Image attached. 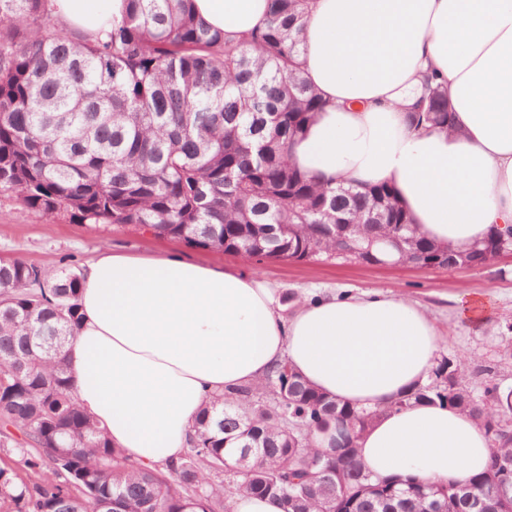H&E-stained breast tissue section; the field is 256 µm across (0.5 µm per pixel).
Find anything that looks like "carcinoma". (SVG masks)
I'll use <instances>...</instances> for the list:
<instances>
[{
	"instance_id": "carcinoma-1",
	"label": "carcinoma",
	"mask_w": 512,
	"mask_h": 512,
	"mask_svg": "<svg viewBox=\"0 0 512 512\" xmlns=\"http://www.w3.org/2000/svg\"><path fill=\"white\" fill-rule=\"evenodd\" d=\"M48 2L0 0V189L28 209L282 262L358 246L373 264L397 239L398 261L455 266L392 188L319 184L293 163L322 108L300 61L306 0H270L266 24L239 41L201 23L191 0H125L103 38L59 22ZM409 112L415 130L448 127L447 89L426 84ZM511 233L497 229L464 258L485 266ZM80 279L72 264L0 261V512H221L263 494L281 512H430L437 501L512 512V387L464 355L441 357L427 384L390 404L438 400L481 421L488 466L454 485L373 477L356 442L379 410L337 402L286 363L210 400L177 461L130 459L74 398Z\"/></svg>"
}]
</instances>
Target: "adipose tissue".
I'll list each match as a JSON object with an SVG mask.
<instances>
[{
	"instance_id": "ef3b65f1",
	"label": "adipose tissue",
	"mask_w": 512,
	"mask_h": 512,
	"mask_svg": "<svg viewBox=\"0 0 512 512\" xmlns=\"http://www.w3.org/2000/svg\"><path fill=\"white\" fill-rule=\"evenodd\" d=\"M228 38L262 27L267 0H193ZM88 33L123 0H50ZM301 61L324 107L294 144L315 181L388 184L419 232L457 251L512 225V0H310ZM432 73L451 124L410 130L407 108ZM83 322L68 365L80 407L134 461L186 448L207 398L288 361L308 384L355 408L382 407L358 456L381 478L453 484L482 472L490 441L472 415L390 403L426 383L441 333L412 300L377 289L300 293L177 255L106 253L81 274Z\"/></svg>"
}]
</instances>
